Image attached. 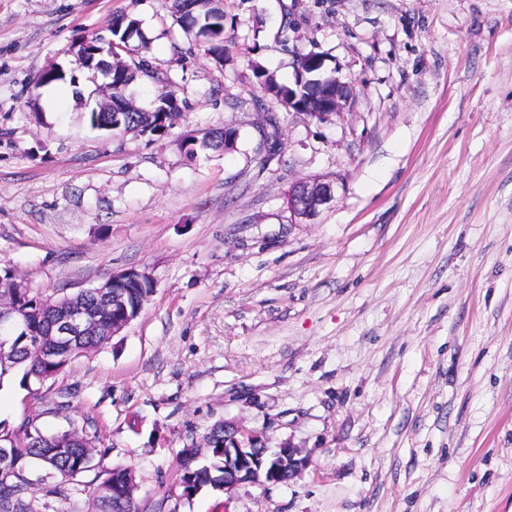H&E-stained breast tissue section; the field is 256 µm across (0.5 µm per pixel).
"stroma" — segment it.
Here are the masks:
<instances>
[{
	"label": "stroma",
	"mask_w": 512,
	"mask_h": 512,
	"mask_svg": "<svg viewBox=\"0 0 512 512\" xmlns=\"http://www.w3.org/2000/svg\"><path fill=\"white\" fill-rule=\"evenodd\" d=\"M224 62L167 0H0V270L70 295L149 273L140 316L0 420L95 437L104 456L49 498L82 512L96 472L131 467L140 512H512V0H224ZM183 117L104 136L103 76L78 46L113 15ZM352 88L325 121L274 99L272 160L253 65L292 78L290 45ZM60 65L75 83L42 87ZM238 127L234 151L186 138ZM337 202L294 224L289 186ZM68 400L62 414L55 402ZM232 421L311 463L284 484L184 496L185 448Z\"/></svg>",
	"instance_id": "1"
}]
</instances>
